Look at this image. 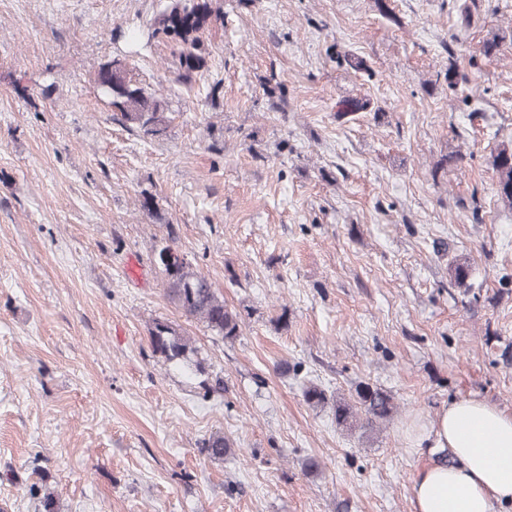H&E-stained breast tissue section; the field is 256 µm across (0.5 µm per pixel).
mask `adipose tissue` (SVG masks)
Returning <instances> with one entry per match:
<instances>
[{
	"instance_id": "ef3b65f1",
	"label": "adipose tissue",
	"mask_w": 512,
	"mask_h": 512,
	"mask_svg": "<svg viewBox=\"0 0 512 512\" xmlns=\"http://www.w3.org/2000/svg\"><path fill=\"white\" fill-rule=\"evenodd\" d=\"M417 442L450 449L454 462L432 460L417 469L412 512H502L512 505V413L477 398L453 400Z\"/></svg>"
}]
</instances>
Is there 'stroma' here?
<instances>
[{"label":"stroma","instance_id":"1","mask_svg":"<svg viewBox=\"0 0 512 512\" xmlns=\"http://www.w3.org/2000/svg\"><path fill=\"white\" fill-rule=\"evenodd\" d=\"M168 2L0 0V512H41L40 480L59 512H411L442 406L512 413V0H213L188 84L177 47L130 39ZM115 57L162 136L100 94ZM351 98L370 106L337 118ZM167 241L238 336L169 299ZM158 321L190 363L154 352ZM364 383L392 417L337 425ZM498 198L512 207V144L502 145L492 162Z\"/></svg>","mask_w":512,"mask_h":512}]
</instances>
